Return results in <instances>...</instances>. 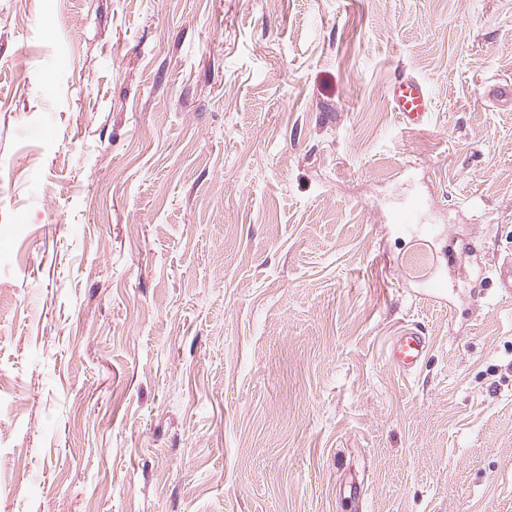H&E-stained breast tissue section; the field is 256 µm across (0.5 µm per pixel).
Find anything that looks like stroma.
Masks as SVG:
<instances>
[{
	"mask_svg": "<svg viewBox=\"0 0 512 512\" xmlns=\"http://www.w3.org/2000/svg\"><path fill=\"white\" fill-rule=\"evenodd\" d=\"M506 80L512 0H0V512H512ZM389 97L403 128L422 129L431 122L432 98L426 85L418 79H397L389 88ZM422 208V201L417 196L407 198L391 214L393 224L407 227L411 224H419V216ZM429 348V338L420 329L406 328L392 339L388 359L395 369L408 374L418 367Z\"/></svg>",
	"mask_w": 512,
	"mask_h": 512,
	"instance_id": "stroma-1",
	"label": "stroma"
}]
</instances>
